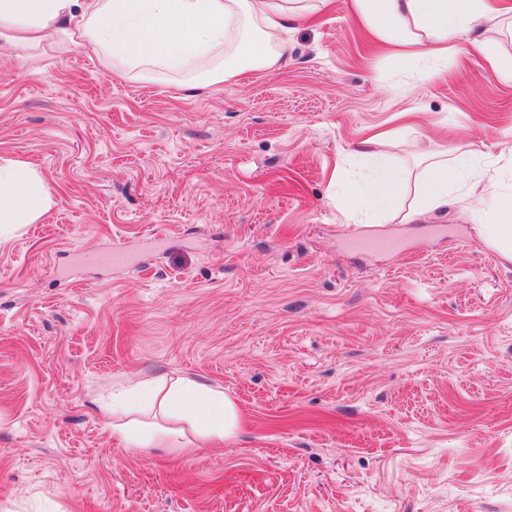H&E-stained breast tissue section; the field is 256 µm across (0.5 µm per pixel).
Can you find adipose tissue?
<instances>
[{"label": "adipose tissue", "instance_id": "ef3b65f1", "mask_svg": "<svg viewBox=\"0 0 512 512\" xmlns=\"http://www.w3.org/2000/svg\"><path fill=\"white\" fill-rule=\"evenodd\" d=\"M326 0H0V38L26 53L46 42L72 43L124 72L186 74L189 93L280 67L291 24ZM360 23L394 54L410 60L447 58L449 48L485 53L489 66L512 80V57L485 52L487 32L512 15V0H351ZM211 57L209 66L199 61ZM425 185L404 214L418 215L448 204V185L485 183L486 195L472 210L473 228L503 260L512 262V158L506 163L449 167L433 160ZM398 171L378 163L373 179L344 189L343 207L369 214L402 195ZM54 204L40 172L30 163L0 156V226L36 223ZM165 412L198 419L208 440L235 436L234 402L203 387L174 382L149 394ZM130 405L112 402V435L131 448L169 447L170 434L123 421Z\"/></svg>", "mask_w": 512, "mask_h": 512}]
</instances>
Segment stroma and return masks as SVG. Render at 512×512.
Listing matches in <instances>:
<instances>
[{"label": "stroma", "instance_id": "35a3bbf8", "mask_svg": "<svg viewBox=\"0 0 512 512\" xmlns=\"http://www.w3.org/2000/svg\"><path fill=\"white\" fill-rule=\"evenodd\" d=\"M287 54L188 97L0 43V155L58 200L0 234V512H512V263L477 193L359 224L336 180L371 132L412 196L425 156H511L512 81L468 51L429 79L350 0ZM113 247L129 266L84 259ZM178 379L236 404L232 439L142 399ZM118 392L188 454L114 438Z\"/></svg>", "mask_w": 512, "mask_h": 512}]
</instances>
